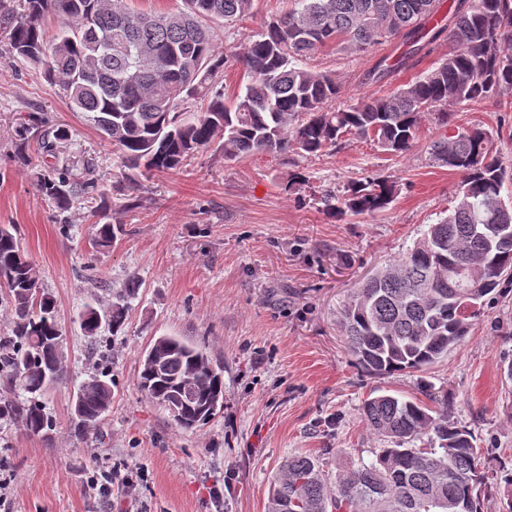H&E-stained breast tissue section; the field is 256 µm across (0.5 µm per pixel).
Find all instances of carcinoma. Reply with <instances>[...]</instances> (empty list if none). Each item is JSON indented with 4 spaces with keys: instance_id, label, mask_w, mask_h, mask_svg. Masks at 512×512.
I'll use <instances>...</instances> for the list:
<instances>
[{
    "instance_id": "carcinoma-1",
    "label": "carcinoma",
    "mask_w": 512,
    "mask_h": 512,
    "mask_svg": "<svg viewBox=\"0 0 512 512\" xmlns=\"http://www.w3.org/2000/svg\"><path fill=\"white\" fill-rule=\"evenodd\" d=\"M0 0V32L13 52L44 69L75 112L115 146L121 167L140 173L176 171L214 149L233 159L251 154H318L342 138L371 141L393 155L414 144L423 118L448 126V106L512 96V0H457L444 24L430 23L443 0H292L239 52L217 51L212 24H235L250 15L252 0H182L174 10L134 9L126 0ZM55 17L53 40L41 22ZM448 57L388 97L363 96L343 108L325 104L340 94L335 75L304 59L341 46L364 52L399 40L419 51L442 34ZM243 66L245 84L224 94V65ZM68 133L46 129L38 138L50 169L36 188L65 212L94 197L91 171L67 153ZM492 133L479 125L433 144V158L462 174L447 216L427 225L398 260L354 293L341 312L347 348L366 373L421 371L448 356L481 315L486 298L512 282V184L490 156ZM396 182L373 178L350 183L341 198L328 196L335 216L389 208ZM116 238L114 224L95 222V248ZM0 285L13 321L0 336V420L28 435H45L54 421L42 401L66 377L56 302L39 290L36 271L13 224H0ZM126 283L108 308L87 305L82 329L95 336L105 323L116 333L126 320ZM140 390L184 430L207 424L224 404V370L206 352L174 336H159L140 358ZM112 405L108 368L79 388L74 429L96 431ZM368 429L384 438L369 463L326 475L310 454L288 459L275 475L267 512H483L481 487L490 480L470 430L451 420L448 396L424 386L420 396L380 394L361 407ZM427 438L428 446L415 441Z\"/></svg>"
}]
</instances>
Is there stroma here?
Here are the masks:
<instances>
[{
  "label": "stroma",
  "mask_w": 512,
  "mask_h": 512,
  "mask_svg": "<svg viewBox=\"0 0 512 512\" xmlns=\"http://www.w3.org/2000/svg\"><path fill=\"white\" fill-rule=\"evenodd\" d=\"M288 6L253 0L248 20L215 23L220 49L244 46ZM451 48L440 37L379 83L367 74L383 57L403 53L398 41L364 52L327 48L308 64L335 73L339 104H352L407 86ZM30 115L43 127L68 128V152L89 162L102 194L73 202L64 213L72 224L66 237L56 230L63 212L35 188L44 167L36 142L17 150L15 127ZM453 122L495 131L492 155L512 169L511 109L473 102L456 108ZM443 134L429 116L413 148L398 156L352 139L317 155L229 160L208 151L177 171L128 177L111 141L0 35V224L16 225L42 288L56 298L67 354L66 380L43 396L55 420L47 436L0 420V479L16 486L6 512H266L271 479L288 457L320 456L331 476L373 460L382 443L361 417L363 401L383 392L413 397L425 384L447 394L485 467L511 470V288L486 302L456 349L420 372L363 373L338 323L356 288L447 215L461 176L430 153ZM295 172L309 183L286 191ZM381 176L398 185L384 212L337 219L323 210L325 192ZM132 197L140 200L134 210L126 207ZM102 201L122 232L99 252L91 226ZM130 279L139 287L122 330L104 326L88 338L78 320L84 305H111ZM163 335L194 344L224 368V407L201 428H179L137 385L142 352ZM103 359L112 407L101 435H80L71 405ZM91 468H133L144 479L131 492L114 482L107 503L86 482ZM214 488L220 501L210 495Z\"/></svg>",
  "instance_id": "obj_1"
}]
</instances>
